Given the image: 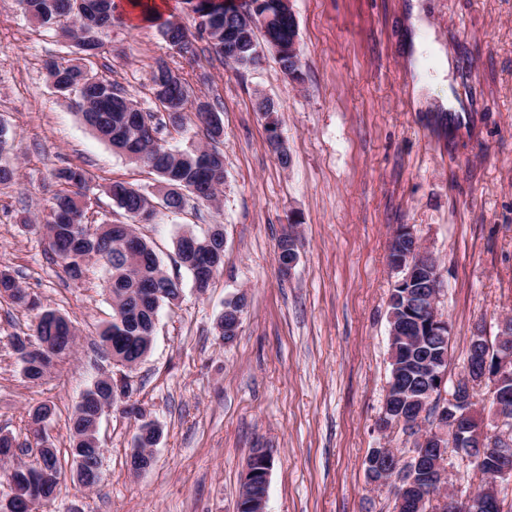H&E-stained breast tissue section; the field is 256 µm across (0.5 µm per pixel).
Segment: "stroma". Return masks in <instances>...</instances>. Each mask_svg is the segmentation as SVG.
<instances>
[{"label":"stroma","instance_id":"stroma-1","mask_svg":"<svg viewBox=\"0 0 512 512\" xmlns=\"http://www.w3.org/2000/svg\"><path fill=\"white\" fill-rule=\"evenodd\" d=\"M115 0L120 23L96 59L146 111H155L152 72L174 51L156 26ZM427 36L452 58L438 73L425 57V86L415 91L408 66L410 0H292L302 81L282 73L273 53L236 68L210 57L206 40L186 63L194 97L214 104L224 127V184L217 200L160 207L158 178L98 137L50 86L44 64L69 57L70 42L30 20L17 0H0V123L16 167L0 187V268L10 269L44 305L77 329L74 354L45 382L21 374L8 338L26 332L30 312L0 298V432L27 436L26 412L55 406L48 432L63 482L46 512H237L240 478L252 449L273 455L266 512H393L387 492L367 481L371 449L409 456L401 429L381 437L377 423L390 379L389 296L397 273L387 262L396 228L410 226L438 260L439 311L450 326L445 383L466 372L475 329L494 337L512 316V0H421ZM277 110L258 112V98ZM473 116L469 134L448 133L441 99ZM276 126L290 162L268 143ZM88 171L92 223L126 217L105 187L124 181L158 209L137 231L164 270L181 283L177 304L163 307L152 346L132 372L127 404L162 429L153 466L132 478L127 466L137 423L103 415L102 480L87 489L72 479L69 419L106 362L96 347L112 318L103 260L81 280L65 277L45 223L65 167ZM298 220L299 261L278 268L277 247ZM224 230V267L206 294L176 262L175 241L192 231ZM248 295L231 343L214 324L227 299Z\"/></svg>","mask_w":512,"mask_h":512}]
</instances>
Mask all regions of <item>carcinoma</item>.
Masks as SVG:
<instances>
[{
    "instance_id": "cac0c4a2",
    "label": "carcinoma",
    "mask_w": 512,
    "mask_h": 512,
    "mask_svg": "<svg viewBox=\"0 0 512 512\" xmlns=\"http://www.w3.org/2000/svg\"><path fill=\"white\" fill-rule=\"evenodd\" d=\"M191 11L207 18L213 32L191 33L170 19L157 21L150 14L144 17L157 24L162 38L169 45L179 46V56H197L196 38H205L209 48L218 56L240 68L258 62L260 43L256 29L242 19L232 0H185ZM25 13L40 25L58 28L71 41L73 57L51 59L45 69L56 92L72 98L73 107L83 122L106 140L112 149L131 162L152 170L159 184L166 189L169 207L180 209L185 204L189 187L204 186L203 200L216 197L213 186L224 183V154L218 148L220 137L214 125L220 122L219 112L209 102L196 103V115L204 127L208 146H190L172 150L163 143L167 127L181 128L189 103V82L169 62H157L152 78L164 70L175 75L167 96L157 98L158 112H146L148 123L139 120L138 108L124 89L94 67L93 58L102 45V35L115 20L113 0H20ZM265 10L272 19L262 29L265 41L288 42L293 31L288 26V8L282 0H265ZM57 189L52 196L50 221L45 224L49 250L61 261L63 271L71 280L82 278L90 259H102L108 272L106 289L118 306L112 320L99 332L97 348L109 356L115 366L131 373L136 359L151 349L155 320L162 305L179 300V282L161 267L150 243L132 224L104 222L90 228L89 220L73 222L72 215L87 216L83 198L92 176L81 168H63L56 172ZM139 189L114 181L108 186L113 204L130 218L140 208ZM224 266V240L214 236L209 248L202 251L196 267L185 266L193 278L196 291L204 294L214 275ZM8 294L18 307L36 312L29 332L11 337V346L21 364V373L31 383H40L51 370L73 352L76 327L62 313L41 308L38 298L22 288L7 270H0V294ZM391 366L398 367L402 380L401 393L414 397L429 386L424 362L429 360L445 369L448 362V342L439 337L425 336L418 341H397L391 356ZM112 407V383L96 379L83 394L71 418V437L68 456L74 466L77 482L93 487L99 481V466L104 454L98 429L105 410ZM54 408L40 403L27 411L26 426L31 434L48 426ZM140 424L134 436L130 459L143 469L153 463L152 448L162 431L151 427L143 412H138ZM29 454L43 457L44 465L35 468L16 464L3 471L11 485L12 495L0 501V512H41V508L57 497L60 490L62 466L58 450L45 440L16 442L15 437L0 433V461L16 460ZM248 465L256 470L273 466L271 455L262 448L252 449ZM261 488L241 484L237 512H254V496Z\"/></svg>"
}]
</instances>
